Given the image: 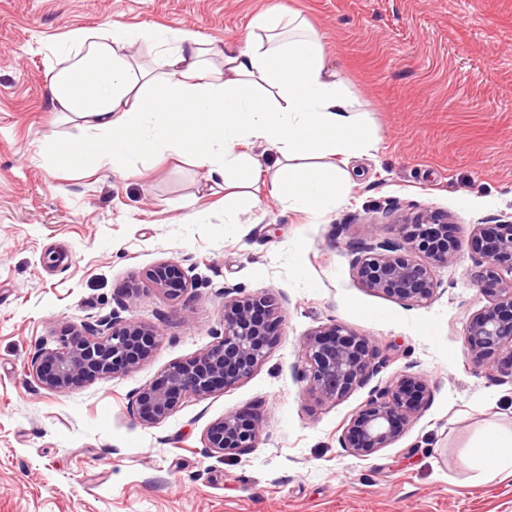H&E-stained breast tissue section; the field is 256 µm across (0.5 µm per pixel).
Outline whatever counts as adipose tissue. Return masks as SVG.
<instances>
[{"label": "adipose tissue", "instance_id": "1", "mask_svg": "<svg viewBox=\"0 0 512 512\" xmlns=\"http://www.w3.org/2000/svg\"><path fill=\"white\" fill-rule=\"evenodd\" d=\"M69 38L77 52L50 76L53 107L88 135L52 144L56 169L133 175L139 163L186 157L224 183L225 223L258 207L246 188L262 178L285 208L318 218L346 200L348 159L377 144L298 13L260 12L244 45L224 50L171 28ZM145 41L156 50L148 64L135 51ZM255 146L274 155L272 166ZM475 453L486 473L512 469V433L486 428Z\"/></svg>", "mask_w": 512, "mask_h": 512}]
</instances>
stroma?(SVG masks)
<instances>
[{"label":"stroma","instance_id":"stroma-1","mask_svg":"<svg viewBox=\"0 0 512 512\" xmlns=\"http://www.w3.org/2000/svg\"><path fill=\"white\" fill-rule=\"evenodd\" d=\"M269 7L315 28L379 139L350 161L347 202L311 224L258 184L259 209L228 224L223 185L187 160L131 178L53 168L46 139L84 135L51 105L72 30L185 29L221 49ZM422 209L448 213L461 244L435 270L436 297L418 305L364 288L350 244L372 221L398 238L397 219ZM509 218L512 0H0V512H512V474L485 480L468 454L486 427L512 432V354L488 370L463 347L467 319L489 302L473 228ZM163 261L192 281L178 299L144 278ZM226 286L275 299L278 343L249 378L142 424L135 394L223 334ZM114 312L164 329L136 369L63 392L26 376L61 326ZM330 323L388 358L334 403L294 377L302 338ZM409 368L429 383L425 410L390 447L349 455L344 423ZM250 410L264 419L258 447L208 456V425Z\"/></svg>","mask_w":512,"mask_h":512}]
</instances>
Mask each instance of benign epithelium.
<instances>
[{"label":"benign epithelium","mask_w":512,"mask_h":512,"mask_svg":"<svg viewBox=\"0 0 512 512\" xmlns=\"http://www.w3.org/2000/svg\"><path fill=\"white\" fill-rule=\"evenodd\" d=\"M397 240L380 239L374 223L367 237L350 245L352 266L360 284L401 301L426 303L437 288L433 268L453 261L459 250L450 234L448 216L433 210L407 214L399 220ZM479 270L476 283L489 304L468 318L463 345L479 367H494L495 358L512 350V220L477 225L472 237ZM164 295L176 299L189 287L183 268L164 261L145 273ZM224 335L208 349L163 370L141 388L132 402L133 415L146 425L162 422L188 397L205 398L253 374L278 338L280 319L266 294H245L224 288ZM162 329L126 321L117 314L81 326L68 325L56 337V347L37 349L26 373L42 388L62 392L78 384L130 372L151 356ZM305 364L294 369L316 397L336 402L366 384L388 358H379L366 336L333 323L305 336ZM430 397L424 376L406 372L395 381L369 392L365 404L345 424L340 447L366 458L394 444L404 426L417 418ZM264 430L254 412L227 414L204 434L206 452L224 458L255 448Z\"/></svg>","instance_id":"7a95c632"}]
</instances>
